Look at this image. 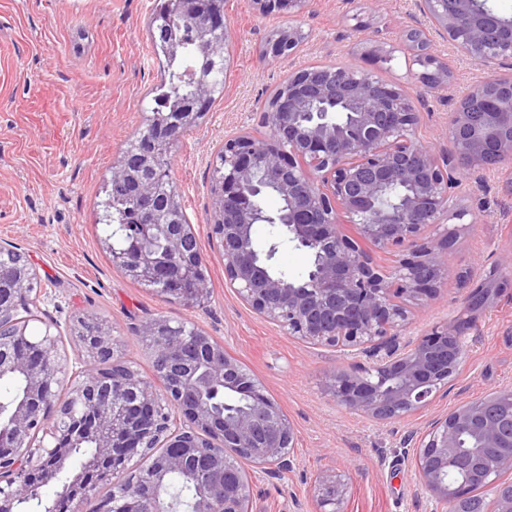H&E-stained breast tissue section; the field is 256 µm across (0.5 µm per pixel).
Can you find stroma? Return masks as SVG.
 <instances>
[{
	"label": "stroma",
	"instance_id": "1",
	"mask_svg": "<svg viewBox=\"0 0 512 512\" xmlns=\"http://www.w3.org/2000/svg\"><path fill=\"white\" fill-rule=\"evenodd\" d=\"M158 0H0V242L20 248L41 284L33 332L54 322L64 338L71 372L78 353L68 327L79 315L106 321L117 354L142 376L153 373L149 350L137 336L158 317L191 322L216 340L264 387L295 432L296 467L253 486L255 512H318L313 482L323 471L346 480V512H446L417 481L407 449L434 420L454 407L512 388V195L504 185L512 165L467 176L456 243L443 253L448 277L436 297L412 308L421 334L459 316L473 287L492 270L503 283L477 328L463 337L465 361L429 405L392 420H377L339 405L327 388L335 367L367 357H345L284 334L224 286V259L211 234V175L225 138L239 130L261 136L263 104L289 74L343 64L423 97L417 139L437 154L453 152L448 113L488 70L447 38L431 35L428 50L451 72L447 85L429 89L407 51L406 35L425 31L417 0H315L292 17L260 14L254 0H226L231 31L224 90L173 150L170 179L180 195L205 260L211 296L202 308L168 301L113 263L100 224L104 188L128 143L151 117L153 92L165 63L152 48L149 22ZM297 26L305 38L288 55L265 57L270 37ZM391 48V58L368 57L369 44Z\"/></svg>",
	"mask_w": 512,
	"mask_h": 512
}]
</instances>
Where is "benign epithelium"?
Wrapping results in <instances>:
<instances>
[{
    "label": "benign epithelium",
    "instance_id": "7a95c632",
    "mask_svg": "<svg viewBox=\"0 0 512 512\" xmlns=\"http://www.w3.org/2000/svg\"><path fill=\"white\" fill-rule=\"evenodd\" d=\"M436 29L492 71L448 112V131L466 162L512 163V74L496 69L512 59V21L477 0H423ZM311 0H255L259 10L302 14ZM179 18L194 31L205 54L223 57L230 32L213 0H172L166 21ZM303 40L297 28L273 35L268 52L287 55ZM424 45L409 44L415 61L448 82L446 63ZM196 87L192 104L155 125L140 149L123 154L112 183L130 185L138 223L121 224L112 235V259L136 279L159 282L158 294L188 308L202 307L210 288L199 249L181 223L179 199L157 197L154 184L170 176L162 164L181 134L204 111L210 88L186 72ZM419 123L412 95L368 71L328 72L313 67L293 73L267 103L264 124L272 137L241 132L224 141L221 215L212 225L224 259V286L285 334L314 345L359 352L368 368H336L329 391L341 405L377 419L408 416L448 384L465 358L464 332L477 326L495 299L497 279L485 277L472 290L462 316L400 347L397 336L410 324L407 304L431 298L445 275L442 248L459 229L419 243L425 228L461 219L453 205L458 180L449 185L445 165L415 137ZM279 207L268 213L260 201L268 190ZM396 189L404 190L399 198ZM359 226L360 239L342 231L341 216ZM256 224H274L280 237L303 251L307 273L287 278L271 271L278 243L261 249L251 239ZM163 227L170 259L161 263L144 248L150 231ZM387 252L408 247L388 266L365 252L360 240ZM36 274L0 263L20 302L32 300ZM47 324L38 335L16 326L0 335V380L20 374L22 393L0 408V512H20L38 488L56 487L37 512H252L256 472L279 476L293 469L295 433L261 383L194 324L155 318L138 330L151 351L153 374L140 375L115 356L111 328L92 315L76 317L71 339L84 354L82 378H67L69 357L62 336ZM244 399L241 410L216 408L218 389ZM182 418L175 430L172 421ZM49 435L48 444L36 440ZM136 456L149 467L129 469ZM415 475L449 512H488L472 488L492 480L512 462V389L460 405L430 424L412 449ZM182 475L197 487L187 504L170 491ZM106 494L99 495L100 488ZM320 512H344L347 487L339 475L316 478ZM494 512H512V481L499 484Z\"/></svg>",
    "mask_w": 512,
    "mask_h": 512
}]
</instances>
